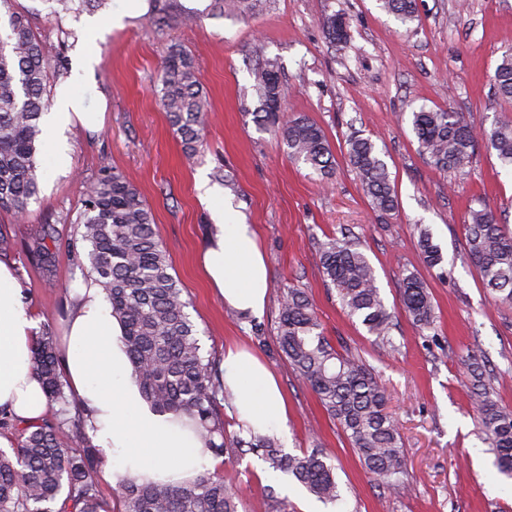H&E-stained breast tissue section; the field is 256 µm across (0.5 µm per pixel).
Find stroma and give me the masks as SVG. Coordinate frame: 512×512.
Here are the masks:
<instances>
[{
    "instance_id": "stroma-1",
    "label": "stroma",
    "mask_w": 512,
    "mask_h": 512,
    "mask_svg": "<svg viewBox=\"0 0 512 512\" xmlns=\"http://www.w3.org/2000/svg\"><path fill=\"white\" fill-rule=\"evenodd\" d=\"M259 14L213 11L212 0H147V11L110 29L123 0L95 10L50 14L42 0H16L33 30L50 41L66 65L84 42L97 61L76 92L91 111H104L100 130L65 134L67 169L43 161L41 200L22 216L0 209V233L13 247L28 306L40 327L62 336L73 292L89 278L87 247L76 218L89 187L112 168L134 183L151 208L171 273L204 333L206 351L223 356L237 342L259 356L288 400V419L274 428L287 452L320 445L337 466L340 504L323 505L298 486L277 482L296 512H512V480L500 475L478 435L469 392L470 365L487 364L503 404L512 406V305L485 290L463 259L464 217L485 205L512 223V169L477 143L463 174L438 171L418 153L411 114L426 106L461 113L476 129L491 127L502 108L488 83L512 46V0H418L419 19L399 25L378 0H263ZM194 22H186L188 14ZM345 21L347 38H329L326 17ZM199 65L207 93L205 144L187 153L155 93L171 45ZM275 63L287 89L284 116L302 114L331 144L335 165L323 176L294 162L286 147L252 120L258 106L252 71ZM358 134L382 151L398 198L378 216L344 155ZM206 178L245 223L253 225L268 271V304L257 339L249 319L230 316L205 280L199 257L214 219L200 198ZM54 225L62 246L52 276L26 252L42 225ZM430 230L444 256L428 268L417 246ZM346 232L368 257L394 316L396 350L372 341L327 289L314 239ZM428 286L436 334L418 335L400 299L403 273ZM305 289L332 342L357 350L389 397L404 442L406 487L392 491L365 473L349 441L302 383L275 342L283 288ZM214 472L238 487L242 512H267V468L257 458L226 456Z\"/></svg>"
}]
</instances>
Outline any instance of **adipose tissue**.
<instances>
[{"label": "adipose tissue", "instance_id": "adipose-tissue-1", "mask_svg": "<svg viewBox=\"0 0 512 512\" xmlns=\"http://www.w3.org/2000/svg\"><path fill=\"white\" fill-rule=\"evenodd\" d=\"M102 115L85 111L69 84L56 90L45 118L49 140L79 126L99 129ZM216 221L202 252V272L225 303L258 316L268 296L267 268L256 233L249 224L227 222L215 190H206ZM67 323L65 374L85 411L87 434L102 456V476L112 483L131 477L137 482L193 479L211 457L200 436L172 415L149 409L136 383L101 286L88 280ZM38 320L24 301L14 264L0 260V408L25 423L41 419L47 398L33 376L30 350ZM224 389L232 395L239 421L264 432L288 417V405L272 371L255 355L236 348L224 353Z\"/></svg>", "mask_w": 512, "mask_h": 512}]
</instances>
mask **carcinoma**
Here are the masks:
<instances>
[{"label": "carcinoma", "instance_id": "obj_1", "mask_svg": "<svg viewBox=\"0 0 512 512\" xmlns=\"http://www.w3.org/2000/svg\"><path fill=\"white\" fill-rule=\"evenodd\" d=\"M76 1L88 10L95 7L94 0H42L52 14L71 11ZM379 2L402 25L418 20L417 0ZM0 12L7 16L0 31V208L21 215L40 200L38 153L41 118L49 106L47 66L52 60L59 69L64 64L55 47L33 30L28 16L15 10L14 0H0ZM325 25L332 40L346 39L341 16L328 17ZM198 72L196 60L174 47L156 86L171 128L191 153L203 145L208 107ZM253 77L260 102L254 122L277 136L295 162L330 174L334 156L322 129L301 115L281 117L284 88L274 65L254 69ZM490 82L501 101L512 103L511 47L502 52ZM411 124L420 155L441 172H462L479 137L503 165L512 167V119L506 115L479 135L462 114L441 108H420L412 113ZM381 154L369 138L356 135L346 140L348 161L371 206L390 214L398 200ZM79 223L91 272L120 323V341L132 375L150 406L158 413L187 418L212 457L251 454L319 501L338 503L342 495L336 464L321 448L291 455L270 434L242 427L232 433L226 430L224 371L215 357L203 352L200 330L188 313L189 302L169 272V254L137 187L118 172H104L86 194ZM465 229L468 261L484 287L498 301L511 305L512 228L482 205L469 208ZM55 233L54 225L45 224L26 247L28 256L48 275L56 263L57 248L48 245L56 242ZM418 246L427 266L443 263L440 246L425 229L419 232ZM315 251L323 277L336 290L344 312L360 321L377 346L396 349L393 315L376 285L374 268L358 245L333 236L316 241ZM401 299L420 335L435 331V308L417 274L402 277ZM276 343L349 440L365 471L390 489L404 487L402 438L387 410L385 390L360 357L346 348L337 349L325 336L312 302L300 288L283 289ZM31 369L50 405L58 409L33 425L0 412V430H14L19 437L10 450L0 449V512H106L96 483L99 452L86 440L81 410L65 393L57 344L46 330L33 347ZM473 379L471 397L484 441L498 471L512 478V409L498 401L483 374ZM65 429L67 442L61 440ZM264 492L268 512H294L288 497L280 496L273 486ZM117 497L121 512H239L242 503L237 489L209 473L183 485L123 480L117 485Z\"/></svg>", "mask_w": 512, "mask_h": 512}]
</instances>
